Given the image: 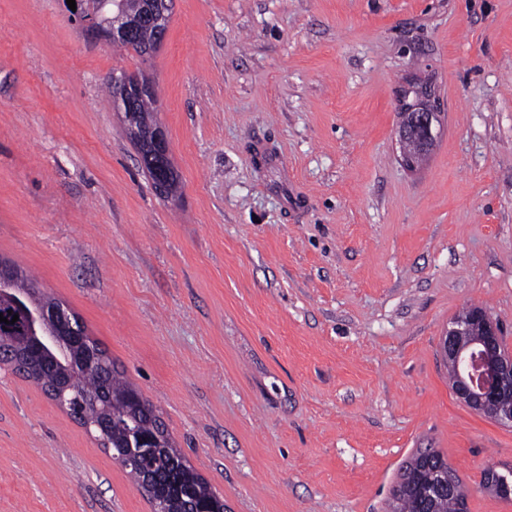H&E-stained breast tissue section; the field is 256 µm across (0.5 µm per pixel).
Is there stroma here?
Segmentation results:
<instances>
[{
    "label": "stroma",
    "instance_id": "stroma-1",
    "mask_svg": "<svg viewBox=\"0 0 512 512\" xmlns=\"http://www.w3.org/2000/svg\"><path fill=\"white\" fill-rule=\"evenodd\" d=\"M149 74L180 194L106 86ZM437 145L407 167L401 96ZM82 322L228 512H386L439 450L469 512L512 427L459 401L440 340L483 308L512 350V0H174L152 56L64 0H0V260ZM0 512H152L125 468L0 368ZM420 103L409 112H399L398 132L401 138L414 133L418 136L421 154L427 153L434 145L440 112L433 103L429 89L420 93Z\"/></svg>",
    "mask_w": 512,
    "mask_h": 512
}]
</instances>
